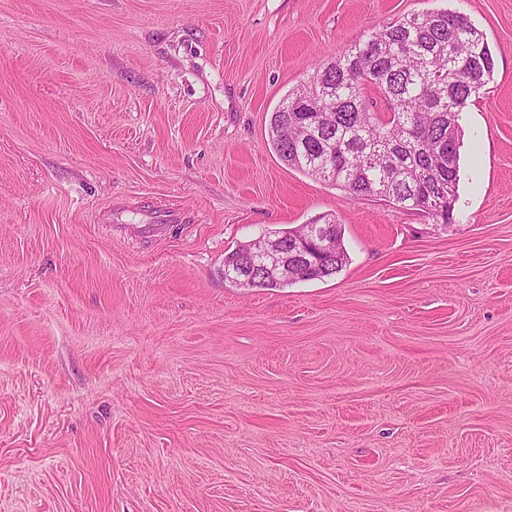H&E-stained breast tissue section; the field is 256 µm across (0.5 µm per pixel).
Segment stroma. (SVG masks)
<instances>
[{"label":"stroma","mask_w":512,"mask_h":512,"mask_svg":"<svg viewBox=\"0 0 512 512\" xmlns=\"http://www.w3.org/2000/svg\"><path fill=\"white\" fill-rule=\"evenodd\" d=\"M440 10L494 59L452 226L280 161L289 91ZM326 214L334 277L225 285ZM0 512H512V0H0Z\"/></svg>","instance_id":"obj_1"}]
</instances>
